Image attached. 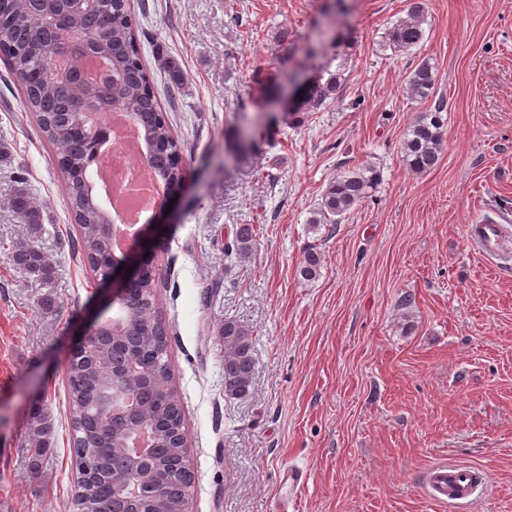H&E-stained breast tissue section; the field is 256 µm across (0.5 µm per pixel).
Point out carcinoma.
<instances>
[{
	"mask_svg": "<svg viewBox=\"0 0 512 512\" xmlns=\"http://www.w3.org/2000/svg\"><path fill=\"white\" fill-rule=\"evenodd\" d=\"M0 57L22 83L24 108L36 116L43 136L54 146L56 161L63 177L68 208L79 227L77 253L95 266L112 253L111 242L104 237L102 225L109 217L100 202L83 192L85 176L98 167L97 144L76 128V105L82 98L102 92L92 86L81 90L55 79L49 51L50 33L64 29L82 44L106 33L95 43V52L108 60L115 81L110 84V98L118 101L121 111L136 120L142 139L154 145L146 154L148 173L168 183L173 192L181 187L182 151L172 135L154 90L150 73L142 63L137 22L125 0H109L106 5L71 6L57 9L55 0H0ZM424 0H410L407 17L387 33L388 47L409 53L423 46L425 39ZM340 74H332L313 86L302 100L303 109L312 112L322 107L336 92ZM410 96L430 103L409 127L403 141L404 161L415 173L433 170L440 163L446 103L437 96L438 74L431 59L423 58L409 73ZM380 172L370 165L344 171L329 183L317 208L308 220L316 232L324 224H339L378 185ZM9 207L37 239L43 232L42 212L32 190L21 182L11 195ZM256 238L252 224H241L235 231L227 254H248ZM13 262L50 283L53 261L34 243H21L12 250ZM323 253L313 246L305 254L299 274L313 282L322 275ZM156 284L152 273L145 274L134 287L125 307L126 335L110 346L98 343L85 357L68 368L69 399L74 430L76 457L90 464L89 470L77 468L71 512H139L135 500L120 502L118 485L133 480L151 479L156 484L155 512H186L188 490L192 482V464L185 449V417L180 400L170 384L171 368L167 359L169 328L155 314ZM224 345V395L243 398L254 383L255 358L252 330L239 321L226 318L216 328ZM138 357L147 364L151 378L149 389L134 386L144 418L152 423L156 450L153 470L144 475L124 465L129 445L122 423L107 420L99 411L103 388L112 383V367ZM54 429L47 412L34 408L28 418L26 438L34 455L50 447Z\"/></svg>",
	"mask_w": 512,
	"mask_h": 512,
	"instance_id": "1",
	"label": "carcinoma"
}]
</instances>
